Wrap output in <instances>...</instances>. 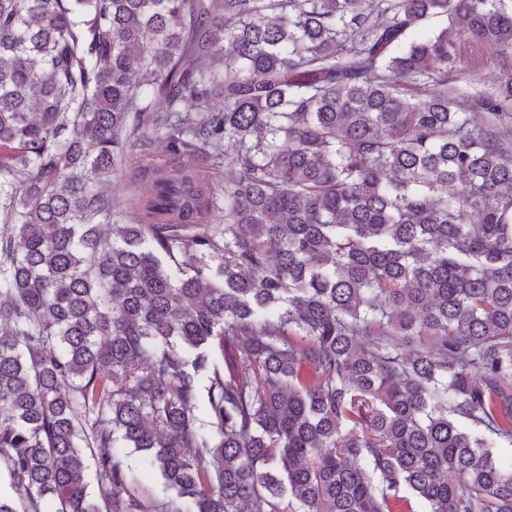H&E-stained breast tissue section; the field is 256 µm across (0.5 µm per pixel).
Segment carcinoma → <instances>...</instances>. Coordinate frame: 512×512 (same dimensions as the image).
I'll return each mask as SVG.
<instances>
[{"label":"carcinoma","mask_w":512,"mask_h":512,"mask_svg":"<svg viewBox=\"0 0 512 512\" xmlns=\"http://www.w3.org/2000/svg\"><path fill=\"white\" fill-rule=\"evenodd\" d=\"M492 436L512 0H0V512H512ZM121 449L124 460L138 471L140 478L149 485L154 493L160 497L171 494L170 490H166L162 477L156 470L146 464L140 452H137L134 448L122 447Z\"/></svg>","instance_id":"carcinoma-1"}]
</instances>
